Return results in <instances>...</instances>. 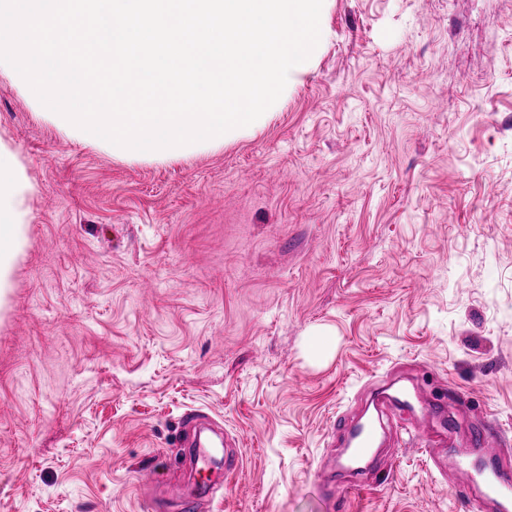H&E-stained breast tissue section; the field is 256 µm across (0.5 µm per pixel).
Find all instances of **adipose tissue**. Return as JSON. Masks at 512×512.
<instances>
[{"instance_id": "ef3b65f1", "label": "adipose tissue", "mask_w": 512, "mask_h": 512, "mask_svg": "<svg viewBox=\"0 0 512 512\" xmlns=\"http://www.w3.org/2000/svg\"><path fill=\"white\" fill-rule=\"evenodd\" d=\"M34 192L15 153L0 140V303L10 291L13 265L26 243Z\"/></svg>"}]
</instances>
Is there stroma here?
<instances>
[{"label": "stroma", "mask_w": 512, "mask_h": 512, "mask_svg": "<svg viewBox=\"0 0 512 512\" xmlns=\"http://www.w3.org/2000/svg\"><path fill=\"white\" fill-rule=\"evenodd\" d=\"M269 122L133 162L38 119L0 69L36 192L0 304V512H475L420 441L318 489L325 432L394 370L512 450V0H329ZM236 442L195 501L181 417Z\"/></svg>", "instance_id": "35a3bbf8"}]
</instances>
